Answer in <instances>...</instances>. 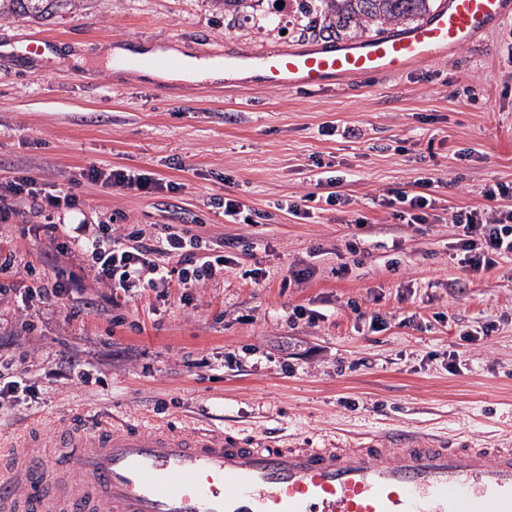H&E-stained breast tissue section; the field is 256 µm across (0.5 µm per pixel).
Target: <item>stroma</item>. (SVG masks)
<instances>
[{"label": "stroma", "instance_id": "1", "mask_svg": "<svg viewBox=\"0 0 512 512\" xmlns=\"http://www.w3.org/2000/svg\"><path fill=\"white\" fill-rule=\"evenodd\" d=\"M308 7L260 0L236 14L214 0H84L42 20L0 18V181L25 171L72 189L91 223L192 224L213 241L256 245L197 304L183 305L175 288L169 301L128 304L120 326L93 287L76 318L48 303L22 316L15 297L1 301L0 341L33 352L36 398L1 400L0 431L116 407L190 415L280 445L350 448L370 434L424 435L438 447L512 442V258L472 274L453 257L451 224H401L371 202L425 174L450 208L483 204L485 184L512 181V16L447 55L316 89L270 88L258 76L151 83L106 66L105 49L117 46L202 59L216 47L336 45L334 31L307 29ZM34 36L52 37L56 60L32 59ZM347 127L359 138L345 137ZM92 165L178 189L91 181ZM319 169L346 175L349 212L300 220L277 210L309 192ZM227 194L247 206L249 223L225 221L216 201ZM18 208L0 222V246L53 282L55 262L31 230L40 218L29 203ZM358 214L366 229L354 225ZM255 265L267 272L259 286L247 275ZM298 306L320 312L318 323L290 324ZM70 355L93 382L54 376Z\"/></svg>", "mask_w": 512, "mask_h": 512}]
</instances>
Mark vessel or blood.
Segmentation results:
<instances>
[{"label":"vessel or blood","instance_id":"1","mask_svg":"<svg viewBox=\"0 0 512 512\" xmlns=\"http://www.w3.org/2000/svg\"><path fill=\"white\" fill-rule=\"evenodd\" d=\"M512 16V0H441L429 19L338 49L208 50L225 71L259 69L270 87H321L332 78L397 72L469 44ZM40 426L0 453V512H512V448L272 446L185 419L100 412L61 421L39 454ZM54 477L29 491L34 464Z\"/></svg>","mask_w":512,"mask_h":512}]
</instances>
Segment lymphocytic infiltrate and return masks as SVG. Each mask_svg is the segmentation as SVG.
Segmentation results:
<instances>
[{"instance_id": "f902f5d3", "label": "lymphocytic infiltrate", "mask_w": 512, "mask_h": 512, "mask_svg": "<svg viewBox=\"0 0 512 512\" xmlns=\"http://www.w3.org/2000/svg\"><path fill=\"white\" fill-rule=\"evenodd\" d=\"M342 178L329 177L320 193H309L304 202L286 201L285 210L298 219L309 218L314 206H349L351 198L341 189ZM413 192L382 193L374 196L377 206L391 210L402 224H433L439 221L440 200L433 193L434 180L419 177ZM481 206L459 207L447 219L457 229L454 248L460 264L469 272L481 273L512 256V182L486 184ZM29 200L43 216L36 225L56 262L55 282L45 285L32 264H18L14 252L0 253V274L26 276L29 284L23 303L50 300L74 304L88 282L100 285L103 297L116 311L115 324H123L127 303L148 295L165 300L170 288H181V302L190 303L194 289L203 287L236 257L225 254L221 243L202 237L187 224H157L153 229L138 224L65 223L66 214L77 211L79 200L69 191H48L37 179L21 174L0 182V222L17 214V204ZM81 256L83 265L70 266ZM28 352L0 351V398L20 401L32 395L29 385Z\"/></svg>"}]
</instances>
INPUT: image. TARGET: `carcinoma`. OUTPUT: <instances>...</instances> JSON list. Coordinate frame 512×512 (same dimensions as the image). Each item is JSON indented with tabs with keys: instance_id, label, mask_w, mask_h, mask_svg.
Here are the masks:
<instances>
[{
	"instance_id": "carcinoma-1",
	"label": "carcinoma",
	"mask_w": 512,
	"mask_h": 512,
	"mask_svg": "<svg viewBox=\"0 0 512 512\" xmlns=\"http://www.w3.org/2000/svg\"><path fill=\"white\" fill-rule=\"evenodd\" d=\"M82 0H0V17L39 20L60 11L75 9ZM436 0H315L313 12L327 28H358V34L382 35L389 27L429 18Z\"/></svg>"
}]
</instances>
